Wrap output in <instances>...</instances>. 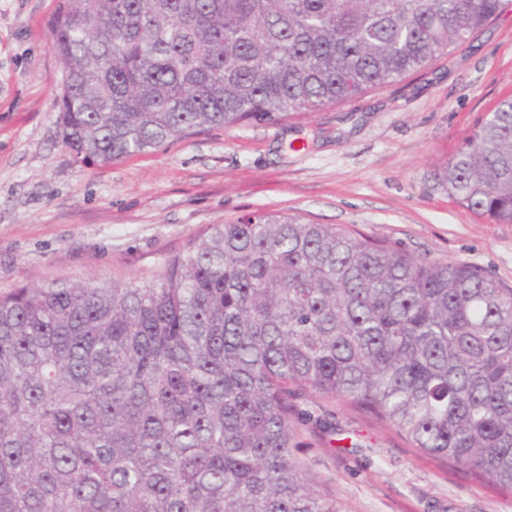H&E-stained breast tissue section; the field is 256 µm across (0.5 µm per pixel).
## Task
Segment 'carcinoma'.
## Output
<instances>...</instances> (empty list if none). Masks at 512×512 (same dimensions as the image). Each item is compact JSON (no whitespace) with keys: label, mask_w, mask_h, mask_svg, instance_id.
<instances>
[{"label":"carcinoma","mask_w":512,"mask_h":512,"mask_svg":"<svg viewBox=\"0 0 512 512\" xmlns=\"http://www.w3.org/2000/svg\"><path fill=\"white\" fill-rule=\"evenodd\" d=\"M512 0H60L59 136L108 166L389 86ZM512 224V97L439 175ZM512 494V288L295 214L211 224L156 280L0 292V512H340L297 394Z\"/></svg>","instance_id":"obj_1"}]
</instances>
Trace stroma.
<instances>
[{
	"label": "stroma",
	"instance_id": "stroma-1",
	"mask_svg": "<svg viewBox=\"0 0 512 512\" xmlns=\"http://www.w3.org/2000/svg\"><path fill=\"white\" fill-rule=\"evenodd\" d=\"M59 0H0V291L52 277L154 280L211 224L300 215L419 259L476 267L512 288V224L438 184L476 121L512 95V12L426 69L279 125L245 123L100 168L57 132ZM295 456L341 512H512V496L451 470L339 402L303 395ZM332 423L315 429L314 418Z\"/></svg>",
	"mask_w": 512,
	"mask_h": 512
}]
</instances>
